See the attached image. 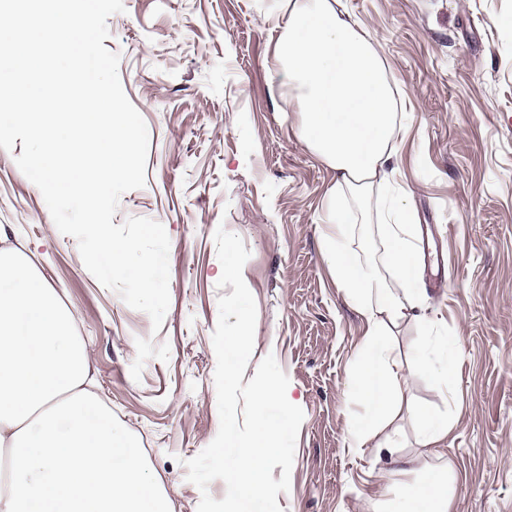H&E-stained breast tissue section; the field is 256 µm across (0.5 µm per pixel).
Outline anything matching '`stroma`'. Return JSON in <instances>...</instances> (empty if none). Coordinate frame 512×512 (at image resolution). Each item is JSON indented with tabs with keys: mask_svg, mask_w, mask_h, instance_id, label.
<instances>
[{
	"mask_svg": "<svg viewBox=\"0 0 512 512\" xmlns=\"http://www.w3.org/2000/svg\"><path fill=\"white\" fill-rule=\"evenodd\" d=\"M374 38L411 120L397 138L398 188L434 253L417 269L426 319L390 329L409 381L385 427L416 472L380 476L375 451L346 446L360 408L354 379L364 320L322 259V210L336 173L299 139L269 75L273 0H124L104 45L149 134L146 183L113 217H146L169 239L170 305L160 331L86 269L77 240L54 225L40 190L0 149V240L59 288L88 342L97 388L138 442L173 512H197L184 460L219 429L212 334L222 267L214 234L232 228L250 257L257 306L251 380L274 356L300 406L283 512H378L402 483L432 473L450 512H512V0H342ZM348 248L383 265L386 244L359 207ZM452 362L437 384L419 349ZM447 418L424 445L417 408Z\"/></svg>",
	"mask_w": 512,
	"mask_h": 512,
	"instance_id": "1",
	"label": "stroma"
}]
</instances>
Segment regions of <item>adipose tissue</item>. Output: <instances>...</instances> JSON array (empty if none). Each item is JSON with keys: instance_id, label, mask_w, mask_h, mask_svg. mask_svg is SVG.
Listing matches in <instances>:
<instances>
[{"instance_id": "1", "label": "adipose tissue", "mask_w": 512, "mask_h": 512, "mask_svg": "<svg viewBox=\"0 0 512 512\" xmlns=\"http://www.w3.org/2000/svg\"><path fill=\"white\" fill-rule=\"evenodd\" d=\"M268 69L297 114L300 140L336 173L327 199L323 259L365 322L362 409L347 435L352 448L394 456L374 441L407 382L385 341L389 328L421 308L414 291L412 228L393 191L398 111L375 44L340 10V0H285ZM376 220L390 249L391 279L353 260L348 206ZM396 287H389V280ZM0 455L8 460L0 512H172L138 443L93 389L91 355L56 288L13 247L0 248ZM382 512H449L439 480L403 485Z\"/></svg>"}]
</instances>
